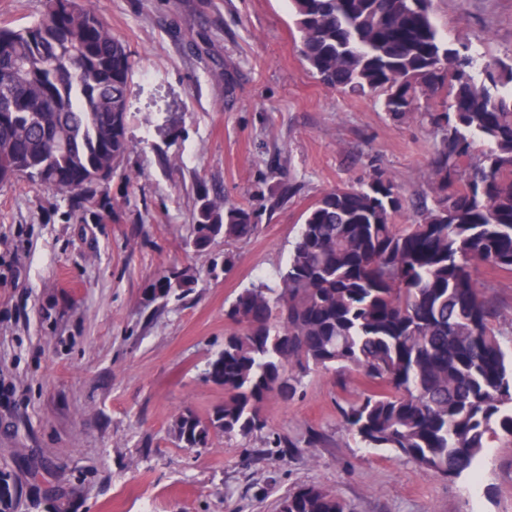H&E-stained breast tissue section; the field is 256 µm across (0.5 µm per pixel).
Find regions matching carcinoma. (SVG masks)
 <instances>
[{
  "mask_svg": "<svg viewBox=\"0 0 512 512\" xmlns=\"http://www.w3.org/2000/svg\"><path fill=\"white\" fill-rule=\"evenodd\" d=\"M309 71L343 92L376 93L393 121L439 137L430 202L406 211L399 186L375 169L322 194L302 216L272 288L240 291L234 328L207 363L224 402L204 417L184 408L170 432L182 448L267 427L272 396L293 399L313 367L358 372L362 397L341 410L364 448H390L431 474L476 473L487 448L512 444V337L478 283L482 266L512 273V65L475 74L470 46L441 41L430 0H290ZM131 51L90 0H45L29 26L0 27V184L38 181L83 208L124 161ZM445 109L432 108L438 96ZM254 212L203 191L185 245L255 234ZM196 278L173 267L152 299L184 296ZM279 512H348L308 485Z\"/></svg>",
  "mask_w": 512,
  "mask_h": 512,
  "instance_id": "carcinoma-1",
  "label": "carcinoma"
}]
</instances>
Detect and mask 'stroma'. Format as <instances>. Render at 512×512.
Listing matches in <instances>:
<instances>
[{
	"instance_id": "obj_1",
	"label": "stroma",
	"mask_w": 512,
	"mask_h": 512,
	"mask_svg": "<svg viewBox=\"0 0 512 512\" xmlns=\"http://www.w3.org/2000/svg\"><path fill=\"white\" fill-rule=\"evenodd\" d=\"M133 54L125 166L99 217L36 183L0 185V512H278L319 485L350 512H512V445L487 449L478 481L429 474L359 447L342 407L362 375H304L269 398L266 429L183 448L184 408L224 390L204 375L244 288L285 267L303 212L386 171L406 202L427 193L436 139L394 122L373 94L309 72L288 0H94ZM444 42L512 62V0H431ZM297 194L273 201L283 184ZM253 210L257 232L186 249L199 190ZM191 294L149 302L171 266Z\"/></svg>"
}]
</instances>
